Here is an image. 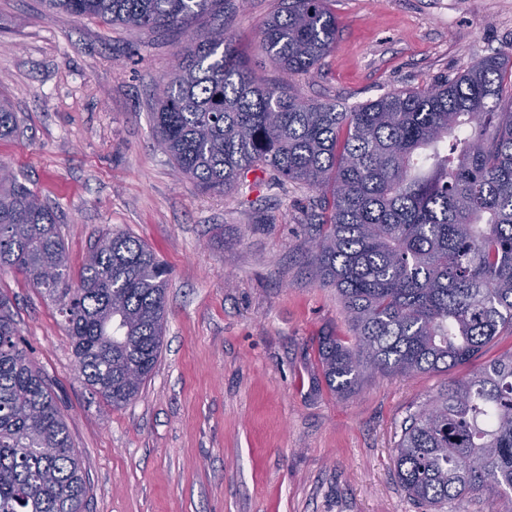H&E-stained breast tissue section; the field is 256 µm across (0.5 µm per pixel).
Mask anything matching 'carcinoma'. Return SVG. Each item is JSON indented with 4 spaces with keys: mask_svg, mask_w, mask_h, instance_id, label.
Returning a JSON list of instances; mask_svg holds the SVG:
<instances>
[{
    "mask_svg": "<svg viewBox=\"0 0 512 512\" xmlns=\"http://www.w3.org/2000/svg\"><path fill=\"white\" fill-rule=\"evenodd\" d=\"M105 24L185 33L157 99L156 147L201 192L261 170L316 192L310 262L352 336L318 338L330 389L367 376L449 372L512 327V53L442 81L339 110L292 87L336 45L330 0H278L261 29L281 78L242 62L224 0H44ZM0 101V138L18 132ZM60 216L0 164V272L53 296L85 384L107 407L136 399L168 322V269L122 231L97 238L70 283ZM396 476L423 512L466 496L512 512V348L452 377L409 417ZM67 424L0 294V512H86Z\"/></svg>",
    "mask_w": 512,
    "mask_h": 512,
    "instance_id": "1",
    "label": "carcinoma"
}]
</instances>
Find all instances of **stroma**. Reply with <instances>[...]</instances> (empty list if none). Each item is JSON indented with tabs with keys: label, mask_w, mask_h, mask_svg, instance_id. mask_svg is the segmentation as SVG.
Returning <instances> with one entry per match:
<instances>
[{
	"label": "stroma",
	"mask_w": 512,
	"mask_h": 512,
	"mask_svg": "<svg viewBox=\"0 0 512 512\" xmlns=\"http://www.w3.org/2000/svg\"><path fill=\"white\" fill-rule=\"evenodd\" d=\"M277 0H224V28L276 78L259 31ZM342 32L299 94L349 108L512 49V0H335ZM180 37L0 0V100L20 120L0 162L60 214L71 280L109 230L170 271L168 323L138 397L112 410L80 378L44 290L0 274L86 476L89 512H421L399 487L405 418L512 348V328L454 373L330 390L318 336L348 335L336 290L308 264L314 191L249 173L203 194L154 145L150 114Z\"/></svg>",
	"instance_id": "obj_1"
}]
</instances>
